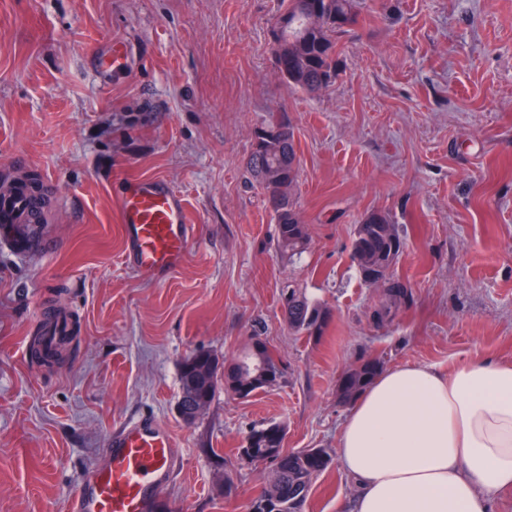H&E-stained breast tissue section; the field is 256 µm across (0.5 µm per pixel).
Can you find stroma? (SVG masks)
I'll return each mask as SVG.
<instances>
[{
	"label": "stroma",
	"instance_id": "35a3bbf8",
	"mask_svg": "<svg viewBox=\"0 0 512 512\" xmlns=\"http://www.w3.org/2000/svg\"><path fill=\"white\" fill-rule=\"evenodd\" d=\"M281 0H0V176L51 191L45 249L0 238V512H70L110 436L155 418L178 448L167 512H249L270 465L241 458L249 432L286 429L290 450L333 457L303 512H349L336 459L349 408L342 374L512 365V0H363L338 34L340 74L318 94L288 87L269 40ZM124 45V65L98 60ZM283 113L300 163L302 256L247 161L253 132ZM157 179L193 226L184 265L142 276L125 259L122 173ZM388 214L404 241L408 297L376 324L382 289L351 259L356 225ZM330 309L321 337L293 332L281 291ZM76 316L72 349L32 359L38 309ZM277 383L240 399L217 390L186 424L179 364L234 359L254 340ZM232 494H225V482Z\"/></svg>",
	"mask_w": 512,
	"mask_h": 512
}]
</instances>
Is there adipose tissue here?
<instances>
[{
	"label": "adipose tissue",
	"instance_id": "obj_1",
	"mask_svg": "<svg viewBox=\"0 0 512 512\" xmlns=\"http://www.w3.org/2000/svg\"><path fill=\"white\" fill-rule=\"evenodd\" d=\"M339 462L353 512H490L512 489V365L379 372L354 399Z\"/></svg>",
	"mask_w": 512,
	"mask_h": 512
}]
</instances>
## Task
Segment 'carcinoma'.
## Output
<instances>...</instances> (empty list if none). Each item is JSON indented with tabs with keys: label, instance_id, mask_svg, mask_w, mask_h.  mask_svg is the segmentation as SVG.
Masks as SVG:
<instances>
[{
	"label": "carcinoma",
	"instance_id": "cac0c4a2",
	"mask_svg": "<svg viewBox=\"0 0 512 512\" xmlns=\"http://www.w3.org/2000/svg\"><path fill=\"white\" fill-rule=\"evenodd\" d=\"M360 0H282V11L272 29L279 32L278 41L272 43V53L278 76L288 86L315 94L333 85L338 76L336 34L359 22ZM278 130V135L266 141L265 150L251 151L248 168L264 190L276 224H278V249L293 258L304 253L310 244L308 227L302 222L295 199L300 174L299 161L294 146L293 131L285 117L270 114L260 130ZM391 223L389 216L372 211L361 219L351 242V257L358 262L359 273L377 272L385 280V295L389 303L376 310L377 321L392 320L394 305L403 295L405 285L394 275V267L403 251V240L389 238L384 225ZM10 243L17 245L20 237L27 238L25 250L36 248L43 235L37 224L25 229L10 227ZM282 301L288 327L310 337L322 336L331 318L330 310L312 300L300 289L288 287L282 291ZM224 362L207 351L186 357L180 365V392L177 406L182 420L192 425L200 418L197 410L210 404L219 381L224 390L248 398L275 384L277 378L267 383H254L223 374ZM380 362L367 359L346 371L338 386V399L347 404L377 375ZM270 424L255 428L249 438L258 448H279ZM332 462L324 448H304L284 452L280 461L272 465L268 488L251 503V512H263V503L269 495L276 494L272 509L278 512H302L303 505L315 476Z\"/></svg>",
	"mask_w": 512,
	"mask_h": 512
}]
</instances>
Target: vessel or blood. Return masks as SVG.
Returning a JSON list of instances; mask_svg holds the SVG:
<instances>
[{"label":"vessel or blood","mask_w":512,"mask_h":512,"mask_svg":"<svg viewBox=\"0 0 512 512\" xmlns=\"http://www.w3.org/2000/svg\"><path fill=\"white\" fill-rule=\"evenodd\" d=\"M127 255L143 274L164 277L184 264L192 226L180 197L156 179L132 178L120 200ZM0 220L25 224V197L0 196ZM177 450L168 430L147 418L133 419L112 434L105 465L83 483L72 512H164L158 491L173 475Z\"/></svg>","instance_id":"b4317fda"}]
</instances>
